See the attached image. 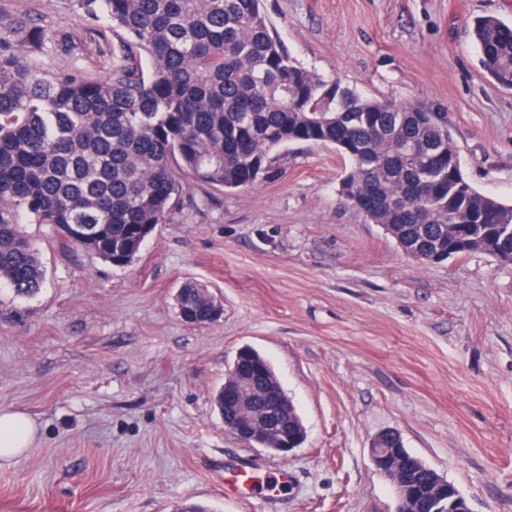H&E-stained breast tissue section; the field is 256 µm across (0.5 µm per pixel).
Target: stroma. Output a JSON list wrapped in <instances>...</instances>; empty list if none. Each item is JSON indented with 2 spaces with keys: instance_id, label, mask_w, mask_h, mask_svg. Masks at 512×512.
<instances>
[{
  "instance_id": "35a3bbf8",
  "label": "stroma",
  "mask_w": 512,
  "mask_h": 512,
  "mask_svg": "<svg viewBox=\"0 0 512 512\" xmlns=\"http://www.w3.org/2000/svg\"><path fill=\"white\" fill-rule=\"evenodd\" d=\"M272 30L330 84L444 113L462 170L512 204V90L480 66L475 17L512 0H264ZM28 17L52 39L37 64L104 78L119 39L77 0H0V35ZM346 161L315 142L281 149L253 188L187 190L134 263L24 230L46 272L20 298L0 282V410L35 425L0 462V512H396L374 437L458 487L472 512H512V266L475 252L407 256L340 193ZM194 282L219 318L185 322ZM264 354L305 425L286 455L228 432L215 391L238 351ZM282 469L272 500L231 498L225 468Z\"/></svg>"
}]
</instances>
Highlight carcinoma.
<instances>
[{"instance_id":"carcinoma-1","label":"carcinoma","mask_w":512,"mask_h":512,"mask_svg":"<svg viewBox=\"0 0 512 512\" xmlns=\"http://www.w3.org/2000/svg\"><path fill=\"white\" fill-rule=\"evenodd\" d=\"M121 32L122 61L102 79L42 72L47 34L21 17L0 36V280L19 296L44 272L23 224L121 262L148 225L165 224L192 185L252 186L298 142L348 148L352 194L410 257L485 253L512 265V205L464 177L448 128L418 105L332 87L297 64L262 0H78ZM472 37L485 73L512 90V23L480 17ZM182 311L210 301L186 283ZM405 482L437 493L421 469Z\"/></svg>"}]
</instances>
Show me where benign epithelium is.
I'll use <instances>...</instances> for the list:
<instances>
[{
	"mask_svg": "<svg viewBox=\"0 0 512 512\" xmlns=\"http://www.w3.org/2000/svg\"><path fill=\"white\" fill-rule=\"evenodd\" d=\"M215 403L219 414L233 413V418L224 422V426L241 442L257 444L277 454L291 451L286 418L292 403L281 382L274 380L265 357L245 349L239 351L225 373L224 385L219 389ZM370 457L376 471L392 485L400 512L407 495L401 475L415 464L417 457L400 448L380 447L378 437L371 443ZM440 489L457 505V512H472L467 499L455 485L442 481Z\"/></svg>",
	"mask_w": 512,
	"mask_h": 512,
	"instance_id": "benign-epithelium-1",
	"label": "benign epithelium"
}]
</instances>
